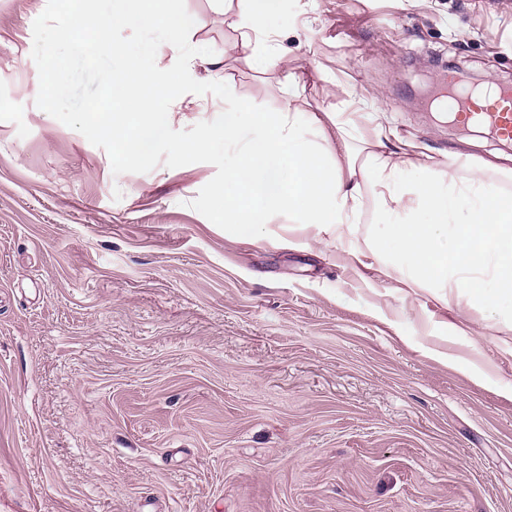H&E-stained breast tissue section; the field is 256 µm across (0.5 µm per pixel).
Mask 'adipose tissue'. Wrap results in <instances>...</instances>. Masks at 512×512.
<instances>
[{"label":"adipose tissue","instance_id":"1","mask_svg":"<svg viewBox=\"0 0 512 512\" xmlns=\"http://www.w3.org/2000/svg\"><path fill=\"white\" fill-rule=\"evenodd\" d=\"M290 82L287 110L221 113L192 146L206 153L220 144L229 158L224 180L234 189L219 201L226 231L280 244L285 219L340 238L372 201L398 246L388 275L463 288L490 309L512 300V207L484 170L436 178L403 148L385 151L383 132L368 140L338 113L301 111L299 76ZM410 169L423 180L408 183ZM486 280L490 288L480 289Z\"/></svg>","mask_w":512,"mask_h":512}]
</instances>
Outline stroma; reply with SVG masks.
Listing matches in <instances>:
<instances>
[{"label": "stroma", "instance_id": "35a3bbf8", "mask_svg": "<svg viewBox=\"0 0 512 512\" xmlns=\"http://www.w3.org/2000/svg\"><path fill=\"white\" fill-rule=\"evenodd\" d=\"M47 0H0V512H512V305L364 267L341 243L224 233L191 201L216 168L114 174L41 110ZM191 76L340 112L418 157L485 167L512 144L439 120L440 74L512 83V0H287L265 44L247 0H185ZM224 105L186 94L174 129Z\"/></svg>", "mask_w": 512, "mask_h": 512}]
</instances>
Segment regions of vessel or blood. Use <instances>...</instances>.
I'll return each mask as SVG.
<instances>
[{
    "mask_svg": "<svg viewBox=\"0 0 512 512\" xmlns=\"http://www.w3.org/2000/svg\"><path fill=\"white\" fill-rule=\"evenodd\" d=\"M441 83L447 90L448 108L457 127L466 129L478 124L498 139L512 140V84L498 85L494 102L480 105L468 89L454 85L451 78H442Z\"/></svg>",
    "mask_w": 512,
    "mask_h": 512,
    "instance_id": "b4317fda",
    "label": "vessel or blood"
}]
</instances>
